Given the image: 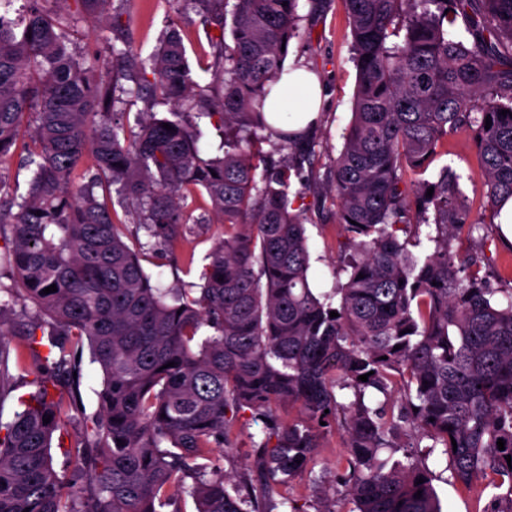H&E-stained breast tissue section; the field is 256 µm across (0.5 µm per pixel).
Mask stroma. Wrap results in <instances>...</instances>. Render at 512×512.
<instances>
[{
	"label": "stroma",
	"mask_w": 512,
	"mask_h": 512,
	"mask_svg": "<svg viewBox=\"0 0 512 512\" xmlns=\"http://www.w3.org/2000/svg\"><path fill=\"white\" fill-rule=\"evenodd\" d=\"M209 5L204 0H112V12L118 15L122 36L133 54L148 56L168 31H176L183 40L190 67L201 84L211 86L213 94L223 92L224 48L231 45L230 30L211 24ZM300 20L294 37L288 44L287 61L306 67L322 82L326 99L318 114L320 138L315 152L316 169H324L338 155L344 134L351 121L357 69L353 60V39L348 22L345 0H318L310 6L301 0ZM451 165L463 177V189L473 220L485 227L473 235H460L452 242L454 254L480 258L483 272L494 288L512 287V253L498 243L502 231L493 223L486 204L485 188L480 175V159L472 136L461 129L448 135V141L432 162L431 171ZM298 206L306 209L309 221L307 236L310 251V276L314 288L328 291L344 278L336 263V253L346 240L342 225L336 222V207L317 180L294 181L290 190ZM223 225H197L183 251L194 254L192 267H185L182 253L148 256L144 267L154 284L161 289L184 288L197 281L213 239L222 236ZM102 373L96 365L83 366L80 392L85 416L68 424L64 433L54 436L51 454L59 474L69 473V456L77 433L85 428L87 419L98 412V393L102 388ZM348 456L343 430L328 429L320 440L314 459L313 474L332 479L342 473ZM433 486L442 512H480L485 499L481 486L466 489L448 482L445 460H429Z\"/></svg>",
	"instance_id": "stroma-1"
}]
</instances>
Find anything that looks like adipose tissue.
<instances>
[{"label":"adipose tissue","mask_w":512,"mask_h":512,"mask_svg":"<svg viewBox=\"0 0 512 512\" xmlns=\"http://www.w3.org/2000/svg\"><path fill=\"white\" fill-rule=\"evenodd\" d=\"M321 107V88L317 77L299 68L285 70L274 86L266 108L275 116V126L299 131L315 120Z\"/></svg>","instance_id":"obj_1"}]
</instances>
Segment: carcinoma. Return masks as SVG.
I'll list each match as a JSON object with an SVG mask.
<instances>
[{
  "label": "carcinoma",
  "instance_id": "obj_1",
  "mask_svg": "<svg viewBox=\"0 0 512 512\" xmlns=\"http://www.w3.org/2000/svg\"><path fill=\"white\" fill-rule=\"evenodd\" d=\"M62 2L23 0L14 11L0 0V159L25 134L34 167L22 193L0 180V224L13 235L0 265L52 320L42 355L43 324L0 303V401L17 372L36 386L0 421V512H181L176 487L195 512H267L246 492L253 477L272 489L310 473L320 429L333 424L348 439V512H441L433 456L449 460L448 482L484 484L483 512H512V288L500 297L478 274L458 275L452 236L484 228L470 220L462 175L445 165L413 187L401 176L427 171L448 133L467 126L487 206L498 216L512 199V116L501 115L512 113V0H346L359 76L326 172L347 233L346 280L332 293L311 287L306 212L289 196L313 169L318 122L294 134L262 112L299 0H236L220 96L195 79L174 35L145 59L113 42L106 56L78 50L75 32L105 23L112 0H73L60 14ZM108 63L133 86L102 80ZM137 100L174 110L116 111ZM203 120L223 156L201 154ZM257 142L279 159L254 153ZM89 154L94 172L78 182ZM112 186L147 241L126 242L112 198L96 192ZM206 199L224 236L199 292L154 287L141 257L209 223L193 216ZM86 352L103 384L68 479L50 449L65 421L84 415ZM369 391L384 400L366 402ZM280 404L300 420L276 424ZM246 410L265 437L251 467L227 471L213 453ZM385 448L402 457H381ZM284 503L337 512L325 494Z\"/></svg>",
  "mask_w": 512,
  "mask_h": 512
}]
</instances>
